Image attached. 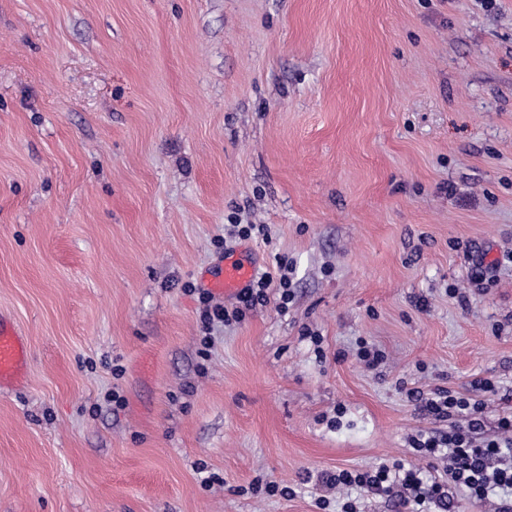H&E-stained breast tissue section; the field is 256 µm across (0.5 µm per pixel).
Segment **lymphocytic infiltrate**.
<instances>
[{
	"label": "lymphocytic infiltrate",
	"mask_w": 512,
	"mask_h": 512,
	"mask_svg": "<svg viewBox=\"0 0 512 512\" xmlns=\"http://www.w3.org/2000/svg\"><path fill=\"white\" fill-rule=\"evenodd\" d=\"M279 278L265 275L253 281L237 296L235 307L215 303L208 291H201L202 346H209V333L214 323L232 324L241 321L247 311L266 305L270 292H277L279 308H286L292 298L291 268L286 259H279ZM483 400L447 390L437 389L428 399L425 411L435 419L463 418V425L448 433H423L412 441L420 464L401 459L384 461L370 470H341L321 473L324 490L315 505L325 512L328 494L348 487L363 496H382L392 501L400 512H449L452 502L450 488L466 492L477 502L490 501L494 512H512V412L498 420L494 435L482 436ZM444 469H437V462Z\"/></svg>",
	"instance_id": "1"
}]
</instances>
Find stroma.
I'll list each match as a JSON object with an SVG mask.
<instances>
[{
  "instance_id": "35a3bbf8",
  "label": "stroma",
  "mask_w": 512,
  "mask_h": 512,
  "mask_svg": "<svg viewBox=\"0 0 512 512\" xmlns=\"http://www.w3.org/2000/svg\"><path fill=\"white\" fill-rule=\"evenodd\" d=\"M234 251L293 298L205 350ZM0 318V512H319L318 474L447 430L408 391L477 377L492 433L512 0H0ZM25 344L10 325L0 319V387L17 381L26 366Z\"/></svg>"
}]
</instances>
